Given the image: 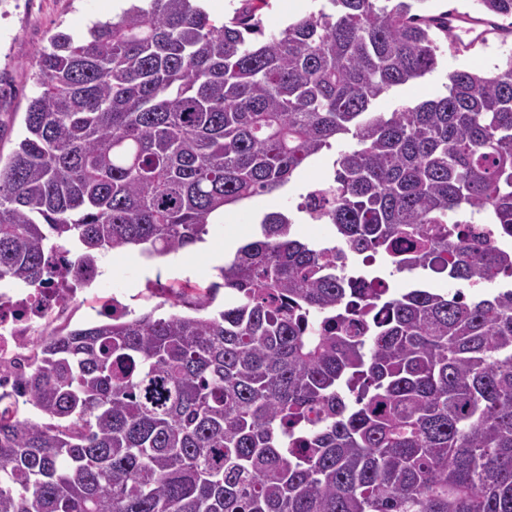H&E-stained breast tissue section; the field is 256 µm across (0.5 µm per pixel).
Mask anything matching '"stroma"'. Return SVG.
Here are the masks:
<instances>
[{"label": "stroma", "instance_id": "1", "mask_svg": "<svg viewBox=\"0 0 512 512\" xmlns=\"http://www.w3.org/2000/svg\"><path fill=\"white\" fill-rule=\"evenodd\" d=\"M124 7L123 0H0L1 157L11 154L23 132L25 112L35 93L33 65L38 51L48 47L54 33L85 32L92 23L117 17ZM511 51L512 38L504 43L493 39L456 54L445 53L432 73L394 89L380 98L374 109L390 112L403 104L416 105L436 98L445 93L449 72L458 68L490 71L502 54ZM352 146L348 138L334 142L331 150L318 156L284 191L238 204L231 220L214 219L207 242L220 244L230 237L235 243H244L256 232L263 214L272 211L288 214L302 238L326 240L330 235L328 225L312 223L297 206L315 180L329 178L334 160ZM114 258L117 266L112 274L97 277L87 293L74 300L68 312L54 323V331L66 332L103 321L113 291L124 293L130 309L140 313L157 303L147 291L149 285L167 288L186 281L202 284L217 275L212 257L198 247L180 252L174 262L166 257L147 259L124 250L115 251Z\"/></svg>", "mask_w": 512, "mask_h": 512}]
</instances>
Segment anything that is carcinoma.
Segmentation results:
<instances>
[{
    "mask_svg": "<svg viewBox=\"0 0 512 512\" xmlns=\"http://www.w3.org/2000/svg\"><path fill=\"white\" fill-rule=\"evenodd\" d=\"M428 2L323 0L267 34L268 0L222 19L136 0L50 37L0 164V282L190 249L217 211L355 147L303 205L335 240L269 212L220 281L39 339L18 396L40 420L0 407V512H512V280L464 301L348 272L364 254L466 286L512 275V251L459 228L486 213L512 236V52L374 111L460 51ZM474 2L512 35V0Z\"/></svg>",
    "mask_w": 512,
    "mask_h": 512,
    "instance_id": "cac0c4a2",
    "label": "carcinoma"
}]
</instances>
